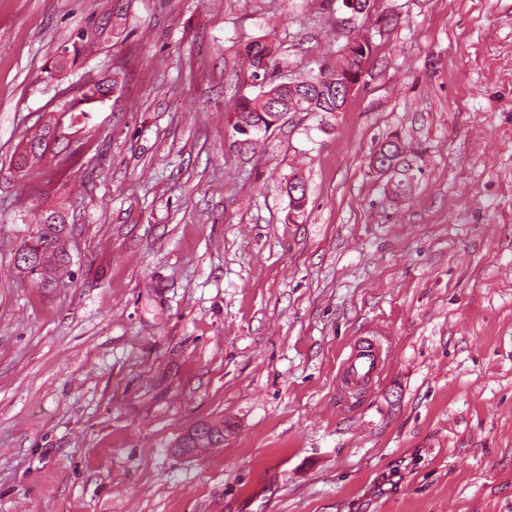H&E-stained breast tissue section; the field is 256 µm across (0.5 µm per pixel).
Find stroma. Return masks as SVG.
Masks as SVG:
<instances>
[{
	"mask_svg": "<svg viewBox=\"0 0 512 512\" xmlns=\"http://www.w3.org/2000/svg\"><path fill=\"white\" fill-rule=\"evenodd\" d=\"M353 24L373 52L344 110L236 149L241 47L314 76ZM353 24L336 0H0V512H512V0ZM393 138L404 199L370 165ZM53 208L70 263L43 288L14 257ZM359 336L390 359L350 404Z\"/></svg>",
	"mask_w": 512,
	"mask_h": 512,
	"instance_id": "stroma-1",
	"label": "stroma"
}]
</instances>
